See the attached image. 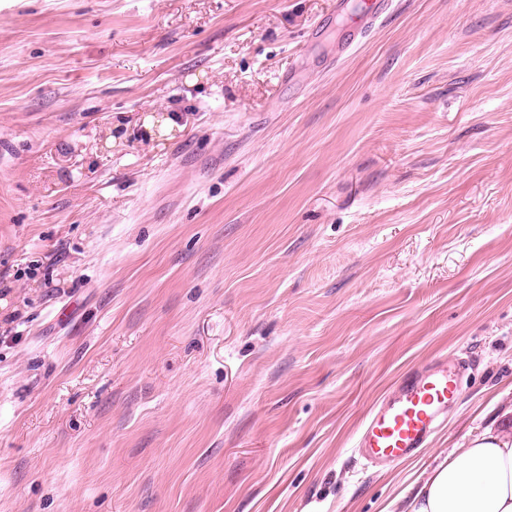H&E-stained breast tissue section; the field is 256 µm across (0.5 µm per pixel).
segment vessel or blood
I'll list each match as a JSON object with an SVG mask.
<instances>
[{"mask_svg": "<svg viewBox=\"0 0 512 512\" xmlns=\"http://www.w3.org/2000/svg\"><path fill=\"white\" fill-rule=\"evenodd\" d=\"M388 6V0H363L352 18L350 46H357ZM461 361L438 359L403 374L388 397L368 413L354 452L366 466L388 469L416 455L443 425L464 383Z\"/></svg>", "mask_w": 512, "mask_h": 512, "instance_id": "1", "label": "vessel or blood"}]
</instances>
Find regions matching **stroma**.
Instances as JSON below:
<instances>
[{
  "instance_id": "1",
  "label": "stroma",
  "mask_w": 512,
  "mask_h": 512,
  "mask_svg": "<svg viewBox=\"0 0 512 512\" xmlns=\"http://www.w3.org/2000/svg\"><path fill=\"white\" fill-rule=\"evenodd\" d=\"M0 0V512H401L512 430V0ZM469 363L427 448L353 452ZM389 0H364L360 14L352 18L353 30L350 41L340 49V56L348 54L356 47L362 38L373 28L376 20L383 14ZM464 377V364L446 358L405 372L362 425L353 451L364 466L389 469L426 448L458 400Z\"/></svg>"
}]
</instances>
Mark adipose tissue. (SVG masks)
Instances as JSON below:
<instances>
[{"mask_svg": "<svg viewBox=\"0 0 512 512\" xmlns=\"http://www.w3.org/2000/svg\"><path fill=\"white\" fill-rule=\"evenodd\" d=\"M405 512H512V432L489 429L452 449L425 472Z\"/></svg>", "mask_w": 512, "mask_h": 512, "instance_id": "obj_1", "label": "adipose tissue"}]
</instances>
